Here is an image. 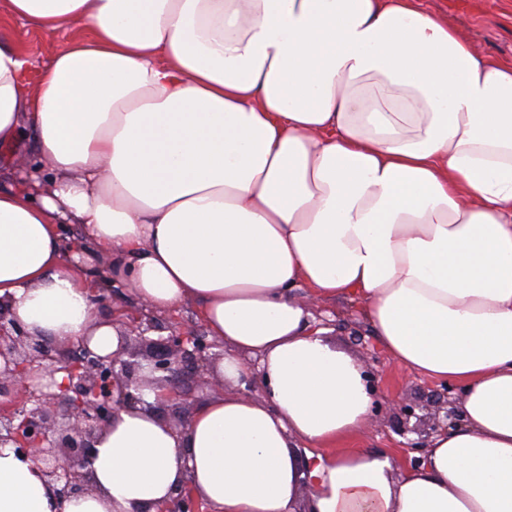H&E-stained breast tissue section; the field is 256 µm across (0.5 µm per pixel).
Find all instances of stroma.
Instances as JSON below:
<instances>
[{
  "mask_svg": "<svg viewBox=\"0 0 512 512\" xmlns=\"http://www.w3.org/2000/svg\"><path fill=\"white\" fill-rule=\"evenodd\" d=\"M421 6L439 16L459 33L472 41L483 53L512 63V0H419ZM68 39L60 33L46 37L30 31L20 20L0 18V42L19 45L30 60V78H37L40 69L48 64L56 49ZM124 310L127 318L144 315L158 323L159 335L169 329H181L198 336L208 330L195 304L187 303L171 310L157 312L140 301L129 289L116 288L112 297L94 306L97 319L107 321L115 310ZM309 312L330 330L329 338L337 347L359 358L366 370L377 377L376 394L380 406L361 434L350 440L353 448H366L373 452L400 455V435L396 431L397 398L416 403L424 424H431L441 414L437 394L442 383L414 375L394 362L381 348L370 323L361 313L358 302L347 298L323 300L309 304Z\"/></svg>",
  "mask_w": 512,
  "mask_h": 512,
  "instance_id": "obj_1",
  "label": "stroma"
}]
</instances>
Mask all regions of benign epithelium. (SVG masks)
<instances>
[{
    "label": "benign epithelium",
    "instance_id": "1",
    "mask_svg": "<svg viewBox=\"0 0 512 512\" xmlns=\"http://www.w3.org/2000/svg\"><path fill=\"white\" fill-rule=\"evenodd\" d=\"M151 328L148 323L124 336L120 350L104 356L85 339L74 346L78 358L73 359L69 348L29 335L10 317L8 301L0 299V391L7 383L24 396L19 404L0 410V447L11 445L31 458L56 488L60 501L91 491L95 443L118 411L140 404L159 415L168 410L181 426L187 425L189 395L181 389L179 377L183 365L192 363L199 368L200 381H206L204 365L214 343L179 329L154 339L147 336ZM144 369L151 383L166 387L165 400L154 404L144 400L148 386L141 376ZM60 372L65 378L57 386L54 376ZM416 408L399 404L401 434L418 432L408 427ZM153 509L147 506L142 512ZM154 510L199 512V502L190 487L182 485Z\"/></svg>",
    "mask_w": 512,
    "mask_h": 512
}]
</instances>
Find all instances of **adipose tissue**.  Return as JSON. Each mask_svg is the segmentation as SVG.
Returning <instances> with one entry per match:
<instances>
[{
  "label": "adipose tissue",
  "instance_id": "1",
  "mask_svg": "<svg viewBox=\"0 0 512 512\" xmlns=\"http://www.w3.org/2000/svg\"><path fill=\"white\" fill-rule=\"evenodd\" d=\"M71 39L30 84L0 46V147L54 181L0 190V298L58 345L116 351L62 227L157 311L193 300L238 383L185 431L144 406L59 502L0 447V512H138L190 485L212 512H512V64L418 0H0ZM89 34L73 35L77 23ZM360 301L400 366L461 386L418 465L350 450L365 368L293 295ZM316 448L302 463L301 445ZM20 155H22V157L27 160V162H28L27 168L28 169L33 165V163L35 161L38 162V165L40 166L38 175L40 176V178L42 180H49V179H53L55 177L54 172L51 170V168L43 160H42V163H39V161H38L39 159H38V156H37V148H36L35 140L31 137V134L30 135L28 134L19 143V145L16 148L15 152L10 157V159L8 161V164H7V167H5V161L7 159V155H6V153L1 148V151H0V164H1V182H0V186H1V190L6 188V187H8L9 184L12 183V179L11 178H7V177L5 178L2 175V171H4V169H7L10 166H13V167H15L17 169V159H18V157ZM17 171H19V169H17Z\"/></svg>",
  "mask_w": 512,
  "mask_h": 512
}]
</instances>
